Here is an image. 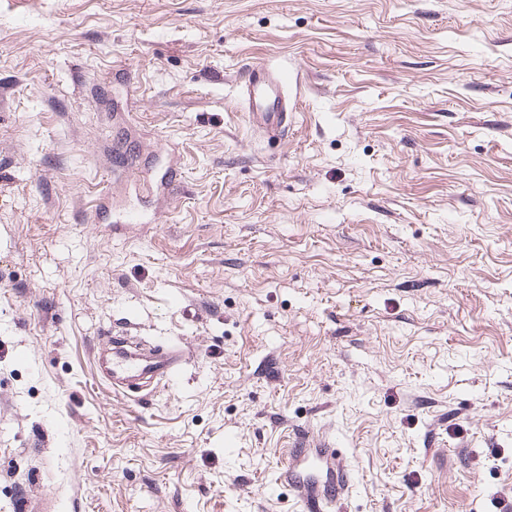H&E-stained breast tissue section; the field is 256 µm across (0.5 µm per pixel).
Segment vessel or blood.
<instances>
[{
    "label": "vessel or blood",
    "instance_id": "b4317fda",
    "mask_svg": "<svg viewBox=\"0 0 512 512\" xmlns=\"http://www.w3.org/2000/svg\"><path fill=\"white\" fill-rule=\"evenodd\" d=\"M300 76L283 70L252 67L240 74L237 91L249 115L268 144L288 135L298 109L293 89ZM185 356L184 348L169 346L163 352L144 353L129 348L125 340L112 348H96L99 375L113 394L135 401L149 398L161 381L171 379ZM353 457L328 439L304 435L285 449L279 481L288 487L299 512H333L348 499L353 487Z\"/></svg>",
    "mask_w": 512,
    "mask_h": 512
}]
</instances>
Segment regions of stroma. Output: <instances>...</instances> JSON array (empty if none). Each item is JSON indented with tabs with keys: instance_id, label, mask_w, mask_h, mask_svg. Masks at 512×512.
<instances>
[{
	"instance_id": "stroma-1",
	"label": "stroma",
	"mask_w": 512,
	"mask_h": 512,
	"mask_svg": "<svg viewBox=\"0 0 512 512\" xmlns=\"http://www.w3.org/2000/svg\"><path fill=\"white\" fill-rule=\"evenodd\" d=\"M125 330L187 349L144 402ZM298 434L343 512L512 483V0H0V512H297ZM299 83V73L283 70L251 67L240 74L239 99L268 144H279L288 136L293 113L298 109ZM126 343L114 340L111 349L99 345L94 357L100 377L112 386L113 394L137 402L156 393L162 380H170L186 353L174 345L164 352L144 353ZM284 451L279 482L288 486L299 512H325L348 499L353 487V456L327 438H297Z\"/></svg>"
}]
</instances>
